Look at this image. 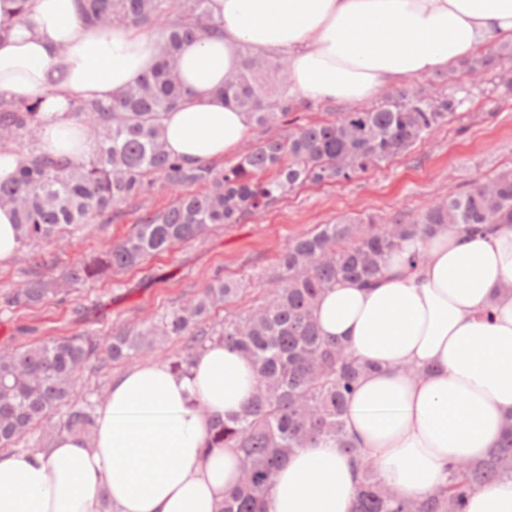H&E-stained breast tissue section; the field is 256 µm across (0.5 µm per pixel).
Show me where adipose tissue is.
Listing matches in <instances>:
<instances>
[{
	"instance_id": "ef3b65f1",
	"label": "adipose tissue",
	"mask_w": 512,
	"mask_h": 512,
	"mask_svg": "<svg viewBox=\"0 0 512 512\" xmlns=\"http://www.w3.org/2000/svg\"><path fill=\"white\" fill-rule=\"evenodd\" d=\"M219 34L184 44L188 96L166 114V150L184 161L235 152L248 119L221 89L244 49L281 55L293 90L356 103L402 79L445 70L489 38L512 41V0H209ZM80 0H0V96L41 100L42 150L74 162L95 135L67 117L71 99L110 103L154 69L161 37L81 22ZM422 254L409 267L413 254ZM323 335L371 370L346 431L379 478L406 497L446 483L449 465L495 447L512 416V224L470 234L447 225L402 241L372 288L349 280L320 295ZM413 373H404V366ZM254 364L208 345L189 375L146 364L113 379L91 437L48 451H0V512H219L241 474L234 449L205 451L215 418L240 414ZM351 457L324 438L279 469L264 512H352ZM464 512H512V479L476 491Z\"/></svg>"
}]
</instances>
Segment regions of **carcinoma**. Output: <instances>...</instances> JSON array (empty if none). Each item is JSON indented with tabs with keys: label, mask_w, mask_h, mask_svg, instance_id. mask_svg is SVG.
I'll return each instance as SVG.
<instances>
[{
	"label": "carcinoma",
	"mask_w": 512,
	"mask_h": 512,
	"mask_svg": "<svg viewBox=\"0 0 512 512\" xmlns=\"http://www.w3.org/2000/svg\"><path fill=\"white\" fill-rule=\"evenodd\" d=\"M81 18L160 33L162 59L108 105L69 102L66 116L93 126L96 133L92 152L81 162L39 149L41 101L0 98V137L15 143L23 156L15 178L0 182V204L16 215L19 243L38 247L94 221L109 224L114 209L143 195L155 180L175 198L140 219L121 241L70 268L66 278L75 283L139 265L176 243L197 239L213 225L239 224L298 184L349 180L450 123L463 103L453 93L425 94L410 85L383 96L376 108L269 136L229 168L218 170L209 161L188 165L166 151L162 121L185 101L186 89L175 74L181 46L201 34L220 32L208 0H83ZM511 61L512 47L504 46L462 65L479 78ZM289 84L284 60L247 48L222 94L251 125L268 129L286 122L292 111ZM265 173L271 177L263 180ZM511 223L510 169L476 181L463 193L448 194L408 222L339 220L294 238L281 257L280 285L258 309L226 316L219 331L209 332L202 324L213 305L231 301L239 288L217 279L157 324L127 328L104 343L78 332L0 354V447L43 451L63 432L89 435L96 402L71 403L84 368L102 370L111 362L131 361L162 339L181 336L185 353L169 366L187 375L206 343H222L254 363L259 382L241 414L214 421L205 451L234 448L242 462V477L224 493L220 512H263L278 469L295 449L329 437L359 455L346 437L343 416L368 366L345 344L321 334L313 315L320 294L340 280L374 285L384 275L386 257L418 232L429 235L456 224L478 233L484 224ZM57 291L54 280L35 277L4 298L3 305L39 304ZM62 407L68 408L66 417L50 432L35 435L37 426ZM358 465L353 512H463L472 493L512 476V418L487 458L452 465L448 484L422 499L404 497L382 483L371 463L360 460Z\"/></svg>",
	"instance_id": "1"
}]
</instances>
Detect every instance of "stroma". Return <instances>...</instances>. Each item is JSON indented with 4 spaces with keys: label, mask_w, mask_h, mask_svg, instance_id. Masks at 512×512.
<instances>
[{
    "label": "stroma",
    "mask_w": 512,
    "mask_h": 512,
    "mask_svg": "<svg viewBox=\"0 0 512 512\" xmlns=\"http://www.w3.org/2000/svg\"><path fill=\"white\" fill-rule=\"evenodd\" d=\"M410 82L424 90L439 83L462 92L465 102L429 139L351 180L297 186L241 223L211 227L196 241L98 281L71 284L62 276L122 239L146 213L166 207L170 192L153 186L115 211L111 223L88 225L57 243L19 247L0 266V298L38 275L60 279L61 292L35 306L0 305V353L75 332L104 339L119 328L149 324L217 278L243 286L232 307L211 310L207 325L220 328L228 310L257 306L276 288L279 258L292 238L339 219L371 216L384 224L407 218L475 179L512 169V94L499 73L475 81L455 66Z\"/></svg>",
    "instance_id": "obj_1"
}]
</instances>
